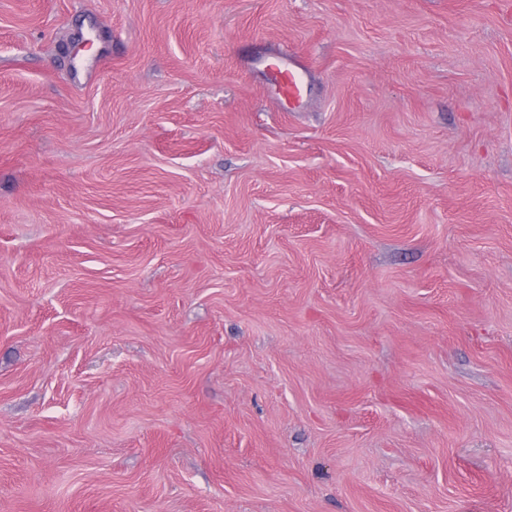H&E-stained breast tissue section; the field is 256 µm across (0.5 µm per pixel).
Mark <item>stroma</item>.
Masks as SVG:
<instances>
[{
	"label": "stroma",
	"mask_w": 512,
	"mask_h": 512,
	"mask_svg": "<svg viewBox=\"0 0 512 512\" xmlns=\"http://www.w3.org/2000/svg\"><path fill=\"white\" fill-rule=\"evenodd\" d=\"M0 512H512V0H0ZM279 86L283 94L289 100L298 101L301 97V88L297 73L288 67L286 62H282L278 68Z\"/></svg>",
	"instance_id": "1"
}]
</instances>
